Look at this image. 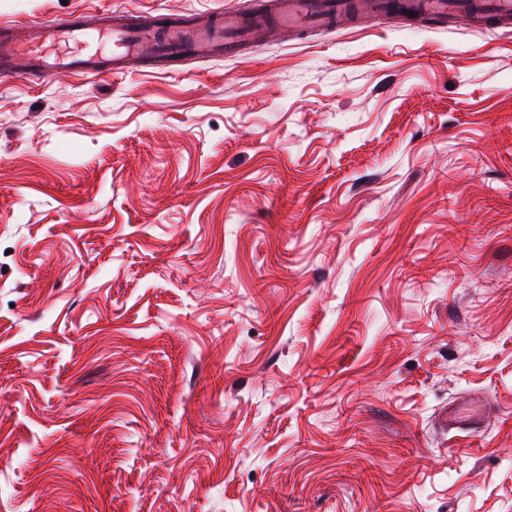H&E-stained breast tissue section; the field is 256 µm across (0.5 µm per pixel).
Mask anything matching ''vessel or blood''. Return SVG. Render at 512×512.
I'll use <instances>...</instances> for the list:
<instances>
[{"label":"vessel or blood","mask_w":512,"mask_h":512,"mask_svg":"<svg viewBox=\"0 0 512 512\" xmlns=\"http://www.w3.org/2000/svg\"><path fill=\"white\" fill-rule=\"evenodd\" d=\"M348 0H280L274 13L277 29L311 35L334 27ZM427 26L448 18L468 17L512 25V0H417ZM258 21L232 8L197 23L193 16L94 11L44 23L30 20L0 29V75L61 79L80 71L92 77L125 73L131 61L148 58L238 55Z\"/></svg>","instance_id":"1"}]
</instances>
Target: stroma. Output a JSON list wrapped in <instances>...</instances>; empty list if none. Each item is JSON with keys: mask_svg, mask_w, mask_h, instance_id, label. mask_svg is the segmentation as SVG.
<instances>
[{"mask_svg": "<svg viewBox=\"0 0 512 512\" xmlns=\"http://www.w3.org/2000/svg\"><path fill=\"white\" fill-rule=\"evenodd\" d=\"M0 512H512V33L0 77Z\"/></svg>", "mask_w": 512, "mask_h": 512, "instance_id": "stroma-1", "label": "stroma"}]
</instances>
